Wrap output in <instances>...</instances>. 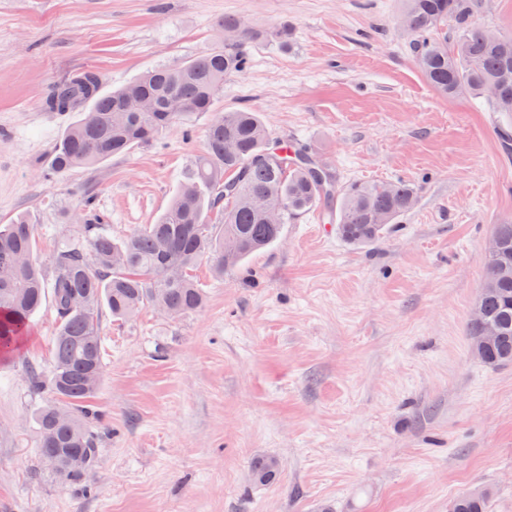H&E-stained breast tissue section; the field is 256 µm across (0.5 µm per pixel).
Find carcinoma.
<instances>
[{
  "instance_id": "obj_1",
  "label": "carcinoma",
  "mask_w": 512,
  "mask_h": 512,
  "mask_svg": "<svg viewBox=\"0 0 512 512\" xmlns=\"http://www.w3.org/2000/svg\"><path fill=\"white\" fill-rule=\"evenodd\" d=\"M483 0H404V30L417 66L440 95L486 100L493 111L512 115V37L477 21ZM223 46L175 65H161L106 91L93 70L71 74L43 99L51 112L87 106L59 137L50 162L56 173L94 168L156 139L170 125L196 112L213 111L224 78L250 62L241 46L255 37L247 22L226 17L215 25ZM318 160L304 149L273 140L259 113H220L208 126L204 151L195 156L179 189L156 223L121 240L106 232L104 217L84 201L80 245L60 250L51 281L34 257L35 224L26 215L0 225V357L14 351L31 318L51 291L57 327L49 374L32 368L34 392L49 386L59 402L36 408L37 448L57 478L76 483L98 459L97 437L85 424L87 405L103 372L100 316L107 309L129 320L145 308L169 317L200 309L204 291L193 271L207 258L217 276L243 266L272 246L288 219L320 210L338 224L341 237L357 245L373 242L410 210L416 191L407 182L351 184L321 182ZM496 250L487 256L486 288L469 321L474 340L485 326L498 332L484 352L491 369L512 363V276L494 267L512 260V222L494 227ZM279 468L272 457L257 459L252 479L265 485ZM492 492L478 488L451 502L453 512H488Z\"/></svg>"
}]
</instances>
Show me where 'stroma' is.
<instances>
[{"mask_svg":"<svg viewBox=\"0 0 512 512\" xmlns=\"http://www.w3.org/2000/svg\"><path fill=\"white\" fill-rule=\"evenodd\" d=\"M403 0H0V224L27 214L46 274L81 243L85 197L112 237L154 223L215 113L247 105L274 138L317 156L338 185L406 181L416 204L383 238L343 240L311 211L243 270L196 276L206 299L169 319L103 314V376L83 486L47 472L27 368L49 370L56 318L34 314L0 360V512H448L491 488L512 512V364L470 352L486 243L512 218L506 119L480 98L437 95L398 23ZM258 32L249 67L210 112L93 170L48 175L75 113L47 91L78 70L117 88L215 42L224 17ZM288 25L290 46L267 36ZM279 463L258 486L251 465Z\"/></svg>","mask_w":512,"mask_h":512,"instance_id":"obj_1","label":"stroma"}]
</instances>
